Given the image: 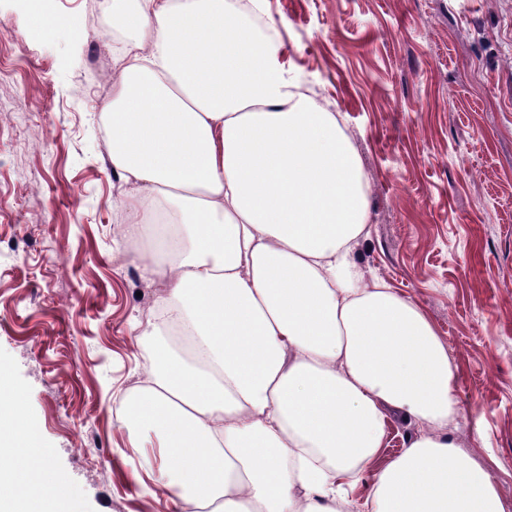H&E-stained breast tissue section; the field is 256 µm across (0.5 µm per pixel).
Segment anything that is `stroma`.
Returning a JSON list of instances; mask_svg holds the SVG:
<instances>
[{
  "instance_id": "obj_1",
  "label": "stroma",
  "mask_w": 512,
  "mask_h": 512,
  "mask_svg": "<svg viewBox=\"0 0 512 512\" xmlns=\"http://www.w3.org/2000/svg\"><path fill=\"white\" fill-rule=\"evenodd\" d=\"M54 14L67 35L35 40L27 0H0V382L77 494L64 512H175L139 468L156 440L133 453L114 416L155 290L117 257L108 13ZM255 16L289 77L341 113L369 186L357 260L444 340L460 456L512 504V0H263Z\"/></svg>"
}]
</instances>
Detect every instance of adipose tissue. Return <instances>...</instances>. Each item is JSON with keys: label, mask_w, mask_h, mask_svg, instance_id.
I'll use <instances>...</instances> for the list:
<instances>
[{"label": "adipose tissue", "mask_w": 512, "mask_h": 512, "mask_svg": "<svg viewBox=\"0 0 512 512\" xmlns=\"http://www.w3.org/2000/svg\"><path fill=\"white\" fill-rule=\"evenodd\" d=\"M126 40L100 105L136 253L161 281L138 339L145 378L118 420L157 436L176 512H507L448 427L457 371L410 299L356 259L368 223L340 121L297 91L232 0L112 5ZM421 430L383 468L389 415ZM0 512H58L63 476L26 491L36 431L12 406ZM369 474L364 504L351 479Z\"/></svg>", "instance_id": "obj_1"}]
</instances>
